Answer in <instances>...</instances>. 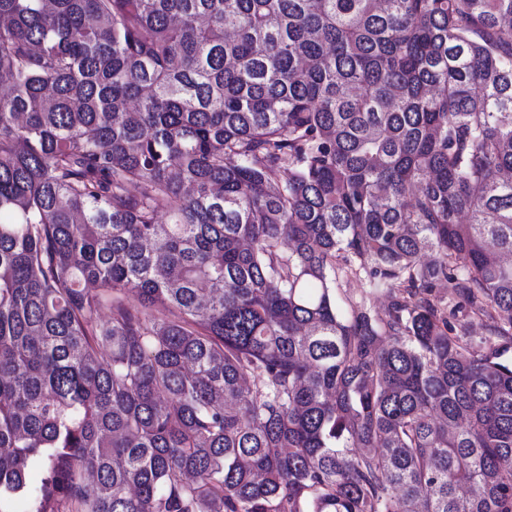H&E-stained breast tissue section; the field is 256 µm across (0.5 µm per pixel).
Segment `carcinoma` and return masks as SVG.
Returning a JSON list of instances; mask_svg holds the SVG:
<instances>
[{
    "instance_id": "obj_1",
    "label": "carcinoma",
    "mask_w": 512,
    "mask_h": 512,
    "mask_svg": "<svg viewBox=\"0 0 512 512\" xmlns=\"http://www.w3.org/2000/svg\"><path fill=\"white\" fill-rule=\"evenodd\" d=\"M0 77V512H512V0H0Z\"/></svg>"
}]
</instances>
